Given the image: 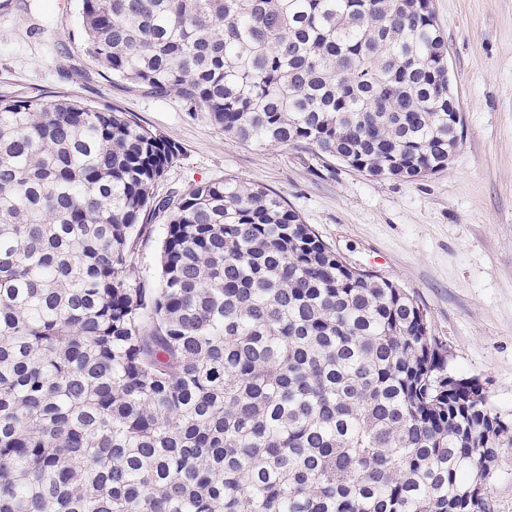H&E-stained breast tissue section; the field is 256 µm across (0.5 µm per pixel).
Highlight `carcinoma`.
Listing matches in <instances>:
<instances>
[{"label": "carcinoma", "mask_w": 512, "mask_h": 512, "mask_svg": "<svg viewBox=\"0 0 512 512\" xmlns=\"http://www.w3.org/2000/svg\"><path fill=\"white\" fill-rule=\"evenodd\" d=\"M85 49L245 144L414 181L463 139L432 0H82ZM169 137L0 99V512H496L512 418L424 308ZM164 221L158 281L136 255Z\"/></svg>", "instance_id": "obj_1"}]
</instances>
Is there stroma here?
I'll list each match as a JSON object with an SVG mask.
<instances>
[{
    "label": "stroma",
    "mask_w": 512,
    "mask_h": 512,
    "mask_svg": "<svg viewBox=\"0 0 512 512\" xmlns=\"http://www.w3.org/2000/svg\"><path fill=\"white\" fill-rule=\"evenodd\" d=\"M464 124L447 169L374 179L292 146H252L107 76L85 50L81 0H0V97L61 93L110 108L181 149L158 195L224 177L279 194L349 264L414 294L452 372L512 414V0H433Z\"/></svg>",
    "instance_id": "stroma-1"
}]
</instances>
